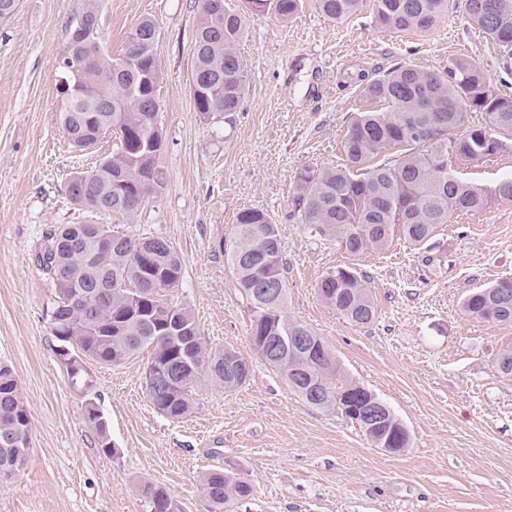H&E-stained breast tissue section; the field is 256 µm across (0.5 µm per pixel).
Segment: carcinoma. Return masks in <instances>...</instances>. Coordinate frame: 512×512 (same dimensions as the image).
Segmentation results:
<instances>
[{
  "label": "carcinoma",
  "mask_w": 512,
  "mask_h": 512,
  "mask_svg": "<svg viewBox=\"0 0 512 512\" xmlns=\"http://www.w3.org/2000/svg\"><path fill=\"white\" fill-rule=\"evenodd\" d=\"M249 8L293 18L301 0H246ZM322 13L341 21L363 7L388 32L431 29L446 13L448 0H318ZM200 20L193 47L191 83L206 89L194 98L196 111L229 121L244 95L247 62L237 45L245 18L218 0H199ZM466 17L512 60V0H460ZM158 23L144 17L129 31L122 52L95 51L82 59V99L63 101L60 122L70 145L85 150V118H93L98 138L112 137V151L92 167L94 177L70 179L67 196L86 210L132 219L147 195L160 187L163 170L152 173L140 157L159 112L153 108L162 71L154 47ZM368 108L359 112L344 139L342 167L303 168L296 175L293 211L303 224L336 241L347 253L384 250L398 230L406 241H427L449 215L483 208V189L457 179L448 163L472 162L511 148L512 96L501 92L472 58L448 59L438 71L398 65L367 84ZM384 102L381 112L371 105ZM486 116L483 125L469 113ZM224 260L242 291L251 316L252 350L278 370L289 387L309 404L336 407L347 392L367 394L341 369L324 339L284 314L288 286L277 225L259 210L238 213ZM37 263L55 287L49 328L72 383L92 387L83 360L118 365L150 351L145 389L153 407L172 421L196 408V390L207 382L226 392L245 383L248 363L232 347H213L199 333L194 314L178 300L182 262L159 236L115 234L107 224H61L49 230ZM322 301L355 325L371 323L376 307L366 280L338 266L317 284ZM462 308L485 321L512 324V277L467 295ZM311 336L315 357H286L268 348L277 333ZM86 417L112 451L107 424L94 398L85 400ZM384 439L410 444V433L393 410L386 414ZM11 436L26 444L14 448ZM31 415L11 365L0 361V470L21 469L31 444ZM208 512L249 495L250 487L222 469L199 480ZM139 492L150 512H173L177 499L153 481Z\"/></svg>",
  "instance_id": "carcinoma-1"
}]
</instances>
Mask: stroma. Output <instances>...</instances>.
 <instances>
[{
	"label": "stroma",
	"mask_w": 512,
	"mask_h": 512,
	"mask_svg": "<svg viewBox=\"0 0 512 512\" xmlns=\"http://www.w3.org/2000/svg\"><path fill=\"white\" fill-rule=\"evenodd\" d=\"M224 2L246 16L238 49L248 61L245 99L228 125L194 108L198 0H101L112 54L141 17L159 26L165 178L131 222L80 209L66 194L73 172L112 150L106 137L75 151L60 123L57 66L80 0H20L0 22V360L16 373L33 427L26 467L0 476V512H150L138 491L144 479L164 485L184 512H207L197 479L216 467L251 488L227 512H512V381L496 370L512 324L462 309L467 294L512 277V202L491 197L453 213L419 246L397 234L384 251L358 256L291 210L301 168L345 164L347 129L380 72L437 70L463 53L512 94L498 47L458 8L429 31L388 33L366 9L336 23L304 0L281 21L245 0ZM452 171L490 191L512 174V150ZM247 208L279 227L286 316L322 336L342 369L395 411L411 436L405 452L375 448L357 424L310 406L256 359L247 304L221 249ZM59 224L168 240L182 260L179 299L206 341L251 360L247 382L232 392L200 386L195 411L177 422L147 397V354L87 362L112 441L104 451L49 329L54 286L36 256ZM343 265L368 277L370 324H350L318 295L321 277Z\"/></svg>",
	"instance_id": "stroma-1"
}]
</instances>
